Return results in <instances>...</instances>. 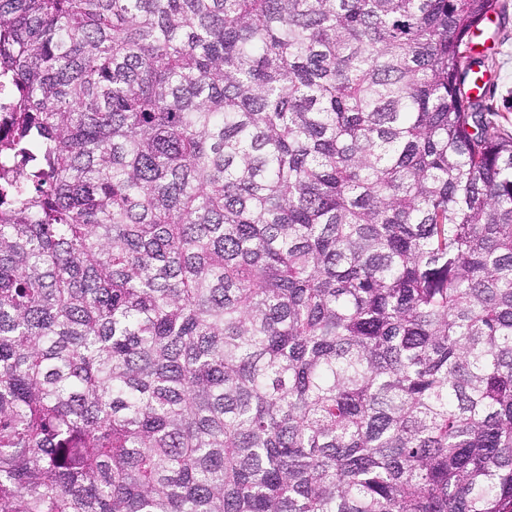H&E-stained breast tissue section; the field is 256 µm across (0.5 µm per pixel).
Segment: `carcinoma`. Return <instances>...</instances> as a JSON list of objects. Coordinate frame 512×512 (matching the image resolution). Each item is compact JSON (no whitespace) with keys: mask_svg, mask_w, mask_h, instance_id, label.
Instances as JSON below:
<instances>
[{"mask_svg":"<svg viewBox=\"0 0 512 512\" xmlns=\"http://www.w3.org/2000/svg\"><path fill=\"white\" fill-rule=\"evenodd\" d=\"M500 0H0V512H512ZM506 9L503 14L492 16V23L483 26V34L476 40L475 55L484 66L485 105L498 110V121L510 133L512 131V0H502ZM486 41L485 45L483 43Z\"/></svg>","mask_w":512,"mask_h":512,"instance_id":"obj_1","label":"carcinoma"}]
</instances>
